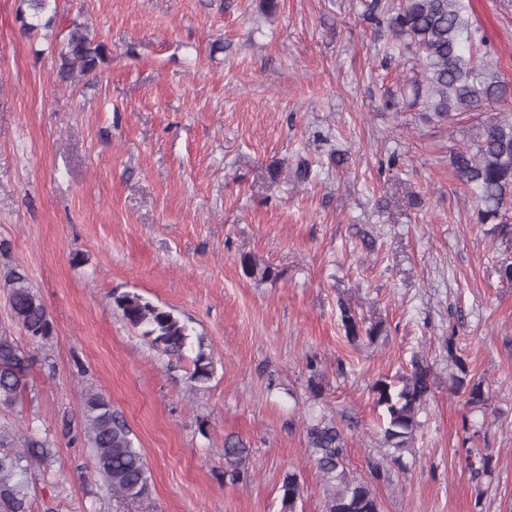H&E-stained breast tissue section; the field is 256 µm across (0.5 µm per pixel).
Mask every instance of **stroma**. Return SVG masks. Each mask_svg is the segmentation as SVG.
I'll list each match as a JSON object with an SVG mask.
<instances>
[{
  "label": "stroma",
  "mask_w": 512,
  "mask_h": 512,
  "mask_svg": "<svg viewBox=\"0 0 512 512\" xmlns=\"http://www.w3.org/2000/svg\"><path fill=\"white\" fill-rule=\"evenodd\" d=\"M56 0L26 32L0 0V277L23 270L52 316L20 402L0 425L48 440L30 512H325L303 419L346 427L347 467L383 453L372 387L412 357L434 376L416 457L375 485L383 512H512V241L479 224L449 155L476 131L395 112L417 75L364 0ZM512 112V0H469ZM109 54L61 81L72 20ZM308 162L300 181L295 169ZM279 175H271L272 167ZM277 280L243 275L241 254ZM174 309L213 366L153 348L112 298ZM376 341L347 337L341 307ZM465 364L484 401L453 389ZM111 401L136 436L150 493L94 471L82 401ZM249 449L224 473V440ZM494 457L472 479L468 458Z\"/></svg>",
  "instance_id": "1"
}]
</instances>
